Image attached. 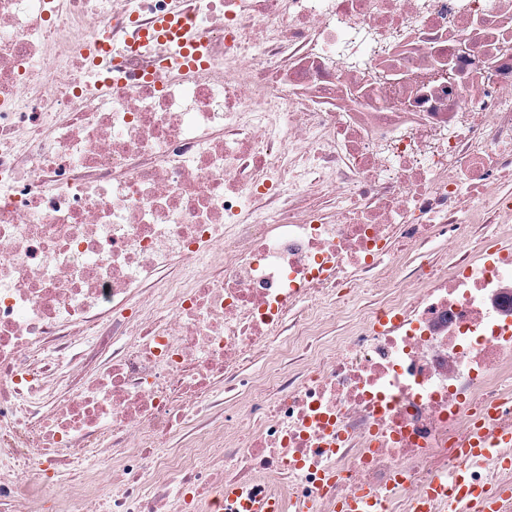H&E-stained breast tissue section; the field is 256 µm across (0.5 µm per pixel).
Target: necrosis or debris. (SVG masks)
Returning a JSON list of instances; mask_svg holds the SVG:
<instances>
[{
	"label": "necrosis or debris",
	"instance_id": "4bbe7bcc",
	"mask_svg": "<svg viewBox=\"0 0 512 512\" xmlns=\"http://www.w3.org/2000/svg\"><path fill=\"white\" fill-rule=\"evenodd\" d=\"M505 432L512 0H0V512H417ZM174 20V18H168L156 26L157 30L163 31L162 39L176 42L181 47L190 46L193 39L187 35L182 24L179 21L174 22Z\"/></svg>",
	"mask_w": 512,
	"mask_h": 512
}]
</instances>
